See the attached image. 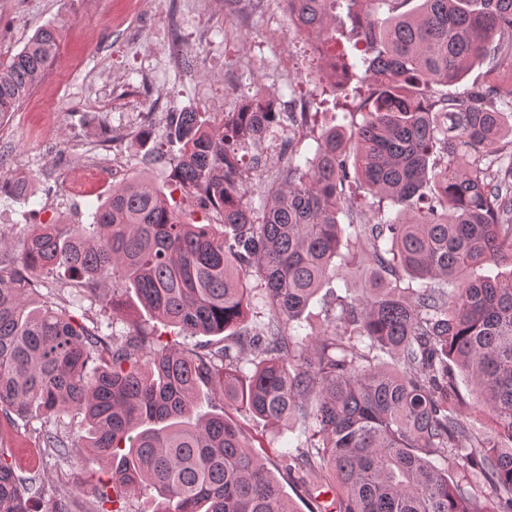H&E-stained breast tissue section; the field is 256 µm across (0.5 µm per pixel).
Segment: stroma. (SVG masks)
I'll list each match as a JSON object with an SVG mask.
<instances>
[{
  "label": "stroma",
  "mask_w": 512,
  "mask_h": 512,
  "mask_svg": "<svg viewBox=\"0 0 512 512\" xmlns=\"http://www.w3.org/2000/svg\"><path fill=\"white\" fill-rule=\"evenodd\" d=\"M179 0H11L0 8V64L19 52L34 30L55 25L60 48L49 79L34 88L15 112L0 120V177L27 182L29 201L0 195V254L18 256L31 224L90 223L91 213L112 190L91 185L80 196L69 188L84 160L106 150L127 158L126 175L163 187L171 172L169 155L145 156L138 143L134 112L162 127L163 101L221 117L239 102L240 92L275 97L280 110L302 92L315 89L318 59L306 37L286 36L288 18L276 0L260 13L233 14L214 5L172 18ZM184 45L179 64L168 61L173 45ZM355 265L340 261L303 315L306 334H320L336 296L359 294ZM242 426L257 437L270 470L299 512L308 499L282 463L302 446L306 424L277 428L242 414ZM0 448L11 455L17 474L94 500L100 469L47 455L21 419L0 416Z\"/></svg>",
  "instance_id": "35a3bbf8"
}]
</instances>
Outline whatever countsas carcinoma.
Wrapping results in <instances>:
<instances>
[{
  "label": "carcinoma",
  "mask_w": 512,
  "mask_h": 512,
  "mask_svg": "<svg viewBox=\"0 0 512 512\" xmlns=\"http://www.w3.org/2000/svg\"><path fill=\"white\" fill-rule=\"evenodd\" d=\"M291 2L290 25L338 48L331 89L362 123L321 130L299 164L312 100L282 112L243 94L221 120L175 107L162 138L180 198L133 176L92 223L36 224L0 260V412L40 422L56 456L75 447L62 417L83 415L78 463L104 467L111 488L80 505L0 448V512H126L141 489L161 498L153 512H298L238 413L309 424L285 469L310 512H512V270L477 274L512 265V0ZM57 54L41 26L0 65L1 120ZM477 66L481 81L450 91ZM269 138L283 165L256 208L241 151ZM362 193L346 237L339 215ZM364 256V294L336 297L330 329L300 335L336 259ZM42 278L72 299L40 294ZM257 288L268 320L242 335ZM85 300L92 328L69 311ZM142 311L218 340L176 347ZM118 322L128 331L102 332Z\"/></svg>",
  "instance_id": "1"
}]
</instances>
